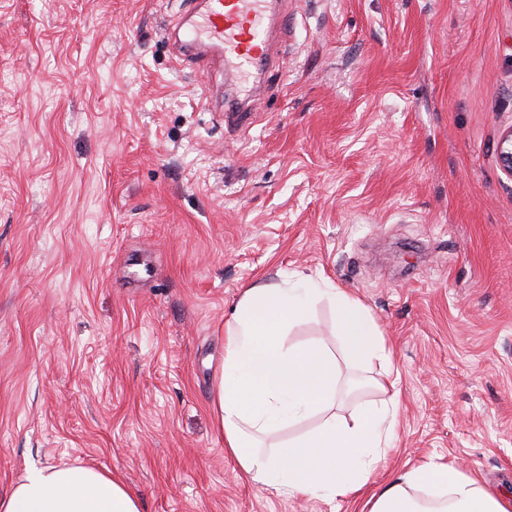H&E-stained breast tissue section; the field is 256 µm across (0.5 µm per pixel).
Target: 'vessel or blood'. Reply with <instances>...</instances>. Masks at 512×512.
I'll return each mask as SVG.
<instances>
[{"label": "vessel or blood", "instance_id": "b4317fda", "mask_svg": "<svg viewBox=\"0 0 512 512\" xmlns=\"http://www.w3.org/2000/svg\"><path fill=\"white\" fill-rule=\"evenodd\" d=\"M274 32L288 33V0H190L183 21L165 30L182 55L226 72L243 90L270 67Z\"/></svg>", "mask_w": 512, "mask_h": 512}]
</instances>
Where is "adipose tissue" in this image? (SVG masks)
<instances>
[{
	"instance_id": "adipose-tissue-1",
	"label": "adipose tissue",
	"mask_w": 512,
	"mask_h": 512,
	"mask_svg": "<svg viewBox=\"0 0 512 512\" xmlns=\"http://www.w3.org/2000/svg\"><path fill=\"white\" fill-rule=\"evenodd\" d=\"M329 296L352 362L387 360L367 307L342 289L307 281L297 288H247L224 330V367L212 397L226 452L261 487L292 497L343 500L372 478L395 435L396 402L351 419L332 416L338 364L323 343L289 346L291 326L312 302ZM320 417L286 448L271 440L285 427ZM0 512H140L138 499L114 476L83 466L34 469L5 495ZM371 512H512V502L460 469L429 462L409 468L375 496Z\"/></svg>"
}]
</instances>
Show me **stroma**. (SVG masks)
I'll list each match as a JSON object with an SVG mask.
<instances>
[{
  "label": "stroma",
  "instance_id": "obj_1",
  "mask_svg": "<svg viewBox=\"0 0 512 512\" xmlns=\"http://www.w3.org/2000/svg\"><path fill=\"white\" fill-rule=\"evenodd\" d=\"M185 0H0V494L87 465L141 512H370L431 461L512 497V0H288L248 132L165 30ZM328 281L399 379L344 357L328 300L286 345L339 359L337 415L397 398L349 500L225 454L224 323L261 282Z\"/></svg>",
  "mask_w": 512,
  "mask_h": 512
}]
</instances>
